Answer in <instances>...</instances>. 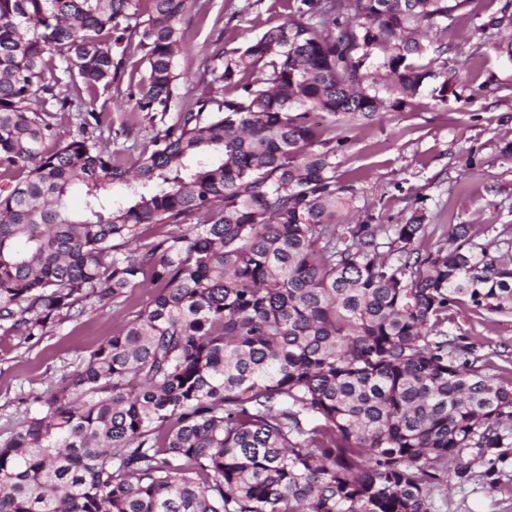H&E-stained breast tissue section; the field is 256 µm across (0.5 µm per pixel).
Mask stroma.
Wrapping results in <instances>:
<instances>
[{
  "label": "stroma",
  "instance_id": "obj_1",
  "mask_svg": "<svg viewBox=\"0 0 512 512\" xmlns=\"http://www.w3.org/2000/svg\"><path fill=\"white\" fill-rule=\"evenodd\" d=\"M205 8V20L186 24V47L177 59L184 76L181 112L201 91L205 57L245 47L286 18L278 0H205ZM486 40L474 56L449 52L462 79L457 98L442 103L424 91L404 111L381 113L349 130L341 171L354 181L360 211L398 224L421 209L427 223L471 224L481 234L512 224V159L498 153L512 141V62L495 51L496 31H487ZM108 111L112 126L127 127L131 141L151 136L147 118L125 92H112ZM119 325L115 307L104 301L31 341L0 331V435L19 424L26 402L55 390ZM448 330L487 355L488 374L512 381V316L456 310ZM464 460L467 478L445 471L431 512H512V453L493 467L473 453Z\"/></svg>",
  "mask_w": 512,
  "mask_h": 512
}]
</instances>
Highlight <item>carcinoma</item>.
I'll list each match as a JSON object with an SVG mask.
<instances>
[{"instance_id": "cac0c4a2", "label": "carcinoma", "mask_w": 512, "mask_h": 512, "mask_svg": "<svg viewBox=\"0 0 512 512\" xmlns=\"http://www.w3.org/2000/svg\"><path fill=\"white\" fill-rule=\"evenodd\" d=\"M284 2L176 112L200 0H0V329L154 289L0 439V512H430L445 464L512 447V382L448 333L461 306L512 313V225L451 224L446 247L420 210L342 223L344 133L430 79L456 94L448 31L474 0ZM489 28L512 33V0ZM135 38L152 136L108 147L100 93Z\"/></svg>"}]
</instances>
